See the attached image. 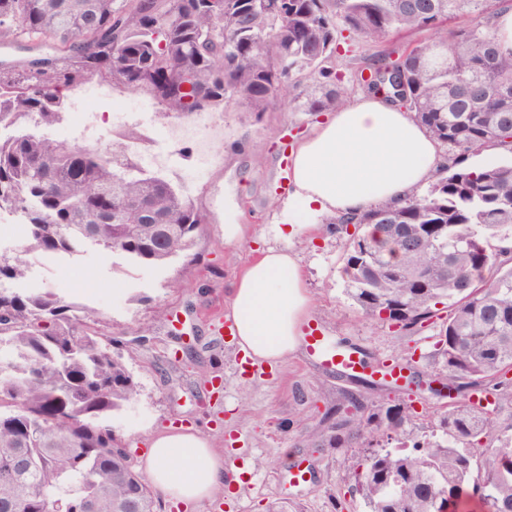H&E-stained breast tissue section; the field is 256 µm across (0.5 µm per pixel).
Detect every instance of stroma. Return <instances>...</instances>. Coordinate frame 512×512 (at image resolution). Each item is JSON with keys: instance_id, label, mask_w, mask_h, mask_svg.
I'll return each mask as SVG.
<instances>
[{"instance_id": "35a3bbf8", "label": "stroma", "mask_w": 512, "mask_h": 512, "mask_svg": "<svg viewBox=\"0 0 512 512\" xmlns=\"http://www.w3.org/2000/svg\"><path fill=\"white\" fill-rule=\"evenodd\" d=\"M430 36L427 30L406 31L381 45L352 37L336 63L348 73L380 50L410 48ZM223 114L224 141L211 169L196 168L191 144L179 147L197 186L191 198L205 216L195 258L139 266L92 248L61 267L44 268L38 289L55 290L98 317L133 374L138 394L113 413L111 423L134 448L136 463H143L158 432L198 430L241 469L235 489L187 508L164 499L160 512H266L281 500L302 512H366L343 483L358 451L326 446L324 414L346 390L369 406L410 399L418 414L407 439L435 434L437 417L423 409L441 365L435 333L400 335L362 316L345 294L347 235L328 229L327 216L292 207L291 155L323 113L296 112L281 102L257 116L231 100ZM228 224L245 225L246 239L225 242ZM280 224H311L315 230L288 239L276 233ZM269 247L297 254L312 299L310 319L324 336L360 348L370 359H411L408 383L351 382L302 347L270 366L246 365L224 336L229 284L257 250ZM298 468L306 472L299 482L293 479Z\"/></svg>"}]
</instances>
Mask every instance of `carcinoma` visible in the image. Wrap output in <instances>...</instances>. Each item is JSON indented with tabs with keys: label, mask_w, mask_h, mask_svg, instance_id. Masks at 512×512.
<instances>
[{
	"label": "carcinoma",
	"mask_w": 512,
	"mask_h": 512,
	"mask_svg": "<svg viewBox=\"0 0 512 512\" xmlns=\"http://www.w3.org/2000/svg\"><path fill=\"white\" fill-rule=\"evenodd\" d=\"M508 0H0V44L53 43L63 60L15 77L0 73V210L22 215V244L0 252V284L19 281L32 253L73 255L87 245L134 265L188 257L204 215L170 181L126 159L139 139L87 149L27 131L63 111L60 88L92 75L149 90L161 117L220 110L234 99L261 115L292 88L296 112L337 109L353 85L406 107L440 143L458 151L426 193L334 223L353 226L343 273L362 315L414 333L448 305L437 351L448 391L463 401L433 407L442 436L414 453L386 449L345 477L367 512H512V436L494 433L512 402V162L463 165L487 147L512 152V51L490 20L448 28L463 13L495 14ZM433 29L397 58H373L369 80L336 71L339 36L382 43ZM387 226L380 242L366 231ZM0 512H156L157 497L108 424L137 383L96 321L53 291L0 287ZM343 434L331 448L405 434L408 402L369 407L349 394ZM482 447L478 456L471 449Z\"/></svg>",
	"instance_id": "carcinoma-1"
}]
</instances>
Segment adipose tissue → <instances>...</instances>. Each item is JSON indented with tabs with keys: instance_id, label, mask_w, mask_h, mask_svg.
<instances>
[{
	"instance_id": "obj_1",
	"label": "adipose tissue",
	"mask_w": 512,
	"mask_h": 512,
	"mask_svg": "<svg viewBox=\"0 0 512 512\" xmlns=\"http://www.w3.org/2000/svg\"><path fill=\"white\" fill-rule=\"evenodd\" d=\"M439 167L436 140L408 113L379 96L349 100L297 147L292 160L295 210L363 212L405 197ZM239 343L257 361L293 353L311 310L296 254L269 248L230 286ZM150 483L171 501L195 505L237 483L240 472L203 434L166 430L144 461Z\"/></svg>"
}]
</instances>
